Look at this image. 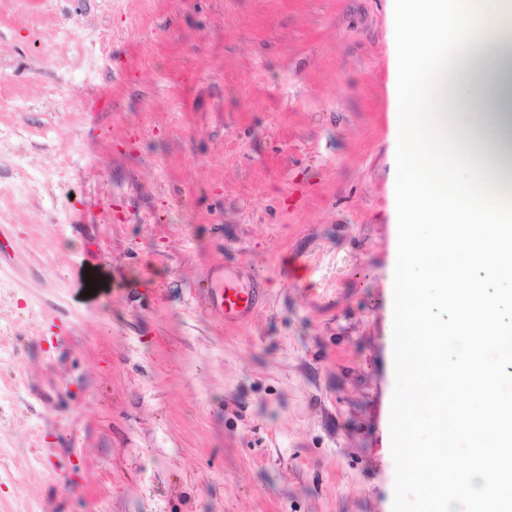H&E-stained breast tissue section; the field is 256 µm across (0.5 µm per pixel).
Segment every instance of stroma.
<instances>
[{"mask_svg":"<svg viewBox=\"0 0 512 512\" xmlns=\"http://www.w3.org/2000/svg\"><path fill=\"white\" fill-rule=\"evenodd\" d=\"M393 32L0 0V512H393ZM209 292L213 310L224 316L225 322L237 320L255 304L254 295L250 290L239 288L224 280V276L211 281Z\"/></svg>","mask_w":512,"mask_h":512,"instance_id":"stroma-1","label":"stroma"}]
</instances>
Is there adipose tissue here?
Returning <instances> with one entry per match:
<instances>
[{"label": "adipose tissue", "instance_id": "obj_1", "mask_svg": "<svg viewBox=\"0 0 512 512\" xmlns=\"http://www.w3.org/2000/svg\"><path fill=\"white\" fill-rule=\"evenodd\" d=\"M488 34L448 84L456 131L501 185L512 189V0H492Z\"/></svg>", "mask_w": 512, "mask_h": 512}]
</instances>
